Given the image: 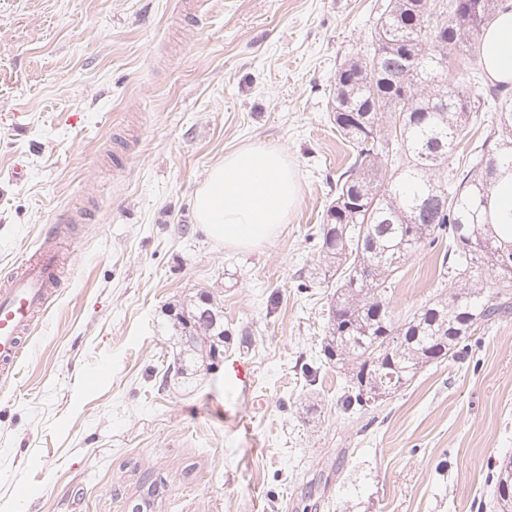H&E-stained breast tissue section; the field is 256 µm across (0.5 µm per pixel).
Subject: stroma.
I'll list each match as a JSON object with an SVG mask.
<instances>
[{"instance_id": "35a3bbf8", "label": "stroma", "mask_w": 512, "mask_h": 512, "mask_svg": "<svg viewBox=\"0 0 512 512\" xmlns=\"http://www.w3.org/2000/svg\"><path fill=\"white\" fill-rule=\"evenodd\" d=\"M179 2L0 0V284L72 220L34 354L0 386V512H480L512 457V318L357 420L321 360L319 226L349 153L331 91L382 0ZM254 142L300 200L276 239L230 249L193 195ZM438 274L436 252L411 258L395 307ZM201 292L224 357L163 380L170 311Z\"/></svg>"}]
</instances>
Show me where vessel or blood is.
I'll return each mask as SVG.
<instances>
[{
    "label": "vessel or blood",
    "mask_w": 512,
    "mask_h": 512,
    "mask_svg": "<svg viewBox=\"0 0 512 512\" xmlns=\"http://www.w3.org/2000/svg\"><path fill=\"white\" fill-rule=\"evenodd\" d=\"M60 253L46 248L28 255L21 272L0 288V377L9 378L26 354L25 338L59 279Z\"/></svg>",
    "instance_id": "b4317fda"
}]
</instances>
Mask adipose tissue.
Instances as JSON below:
<instances>
[{
  "instance_id": "adipose-tissue-1",
  "label": "adipose tissue",
  "mask_w": 512,
  "mask_h": 512,
  "mask_svg": "<svg viewBox=\"0 0 512 512\" xmlns=\"http://www.w3.org/2000/svg\"><path fill=\"white\" fill-rule=\"evenodd\" d=\"M483 56L490 81L512 83V10L486 31ZM299 198L298 172L287 155L258 142L226 154L196 191L193 207L210 238L250 249L277 237Z\"/></svg>"
}]
</instances>
